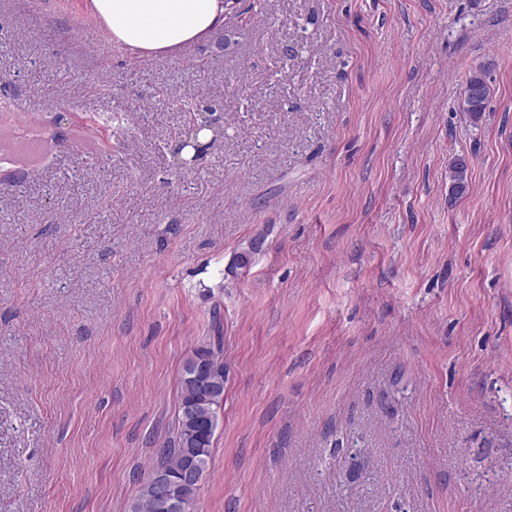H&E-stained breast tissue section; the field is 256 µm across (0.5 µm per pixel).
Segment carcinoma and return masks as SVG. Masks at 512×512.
I'll return each instance as SVG.
<instances>
[{"label":"carcinoma","mask_w":512,"mask_h":512,"mask_svg":"<svg viewBox=\"0 0 512 512\" xmlns=\"http://www.w3.org/2000/svg\"><path fill=\"white\" fill-rule=\"evenodd\" d=\"M477 85V96L463 94V110L481 120L491 96L485 69L479 65L465 76L464 88ZM450 196L461 198L469 188V165L462 156L448 163ZM224 361L220 344L201 345L184 360L179 380L176 432L156 451V463L139 488L131 512H165L154 491V479L167 484L170 493L188 503L196 496L208 468L213 440L224 403Z\"/></svg>","instance_id":"carcinoma-1"}]
</instances>
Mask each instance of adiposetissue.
I'll use <instances>...</instances> for the list:
<instances>
[{"label": "adipose tissue", "mask_w": 512, "mask_h": 512, "mask_svg": "<svg viewBox=\"0 0 512 512\" xmlns=\"http://www.w3.org/2000/svg\"><path fill=\"white\" fill-rule=\"evenodd\" d=\"M234 0H90L92 18L114 45L146 58H172L205 43Z\"/></svg>", "instance_id": "adipose-tissue-1"}]
</instances>
